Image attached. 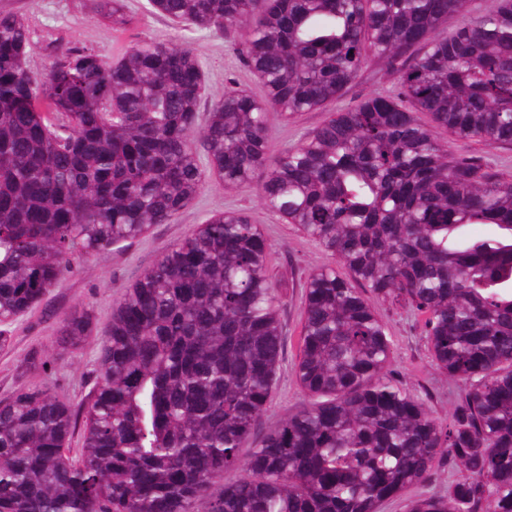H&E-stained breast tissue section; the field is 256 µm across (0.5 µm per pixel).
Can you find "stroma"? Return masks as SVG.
Segmentation results:
<instances>
[{
	"instance_id": "obj_1",
	"label": "stroma",
	"mask_w": 512,
	"mask_h": 512,
	"mask_svg": "<svg viewBox=\"0 0 512 512\" xmlns=\"http://www.w3.org/2000/svg\"><path fill=\"white\" fill-rule=\"evenodd\" d=\"M123 2L131 21L122 30L112 29L100 17L96 0H0V10L16 11L28 18L32 40L26 59L31 68L40 72L48 69L55 48L61 43L84 47L113 60L137 42L157 41L189 48L197 54L203 77V105H210L229 90L262 97L261 84L243 65L224 34L169 23L148 11L147 0ZM395 85L396 79L384 61L369 55L335 101L287 118L269 113L270 155L299 144L331 113L354 107L369 95H393ZM415 119L431 130L449 156L482 158L496 174L512 179V146H489L476 140L457 139L435 126L425 112L416 113ZM237 211L248 214L268 244L267 272L281 302L283 354L269 406L259 422V432H267L296 412L306 398L296 376L304 285L313 274L332 266L333 261L299 226L269 210L255 190L225 187L215 176L205 179L193 201L170 222L151 225L137 238L89 257L52 289L49 299L59 313L76 307L86 308L90 313L93 332L79 349L58 348L56 326L43 321L39 309L30 310L9 325L11 344L0 349V399L20 387L44 383L53 388L61 401L74 407L80 405L93 386L101 330L110 321L114 304L170 245L192 234L214 215ZM370 304L385 324L391 341L390 369L394 377L423 397L433 417L447 421L463 387L433 364L423 331V316L377 298L371 299ZM32 355L38 357V364L25 368V361ZM453 476V469L440 464L430 480L387 500L381 512H407L411 500L447 492Z\"/></svg>"
}]
</instances>
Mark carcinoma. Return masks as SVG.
<instances>
[{
    "label": "carcinoma",
    "mask_w": 512,
    "mask_h": 512,
    "mask_svg": "<svg viewBox=\"0 0 512 512\" xmlns=\"http://www.w3.org/2000/svg\"><path fill=\"white\" fill-rule=\"evenodd\" d=\"M492 2L471 16L467 0H149L232 39L249 25L243 62L264 99L227 91L204 113L194 52L143 41L112 62L61 44L39 75L26 18L0 11L1 325L167 223L210 172L256 188L348 271L308 280L296 374L311 401L258 436L282 356L267 242L231 212L167 248L113 306L82 412L47 385L0 399V512H380L445 458L448 493L408 512H512V180L448 156L413 117L512 145V0ZM99 9L129 22L122 0ZM369 49L395 96L268 155L267 114L336 99ZM367 292L424 316L435 365L464 386L448 425L392 376ZM43 317L64 351L91 333L84 307ZM250 440L245 474L215 488Z\"/></svg>",
    "instance_id": "cac0c4a2"
}]
</instances>
